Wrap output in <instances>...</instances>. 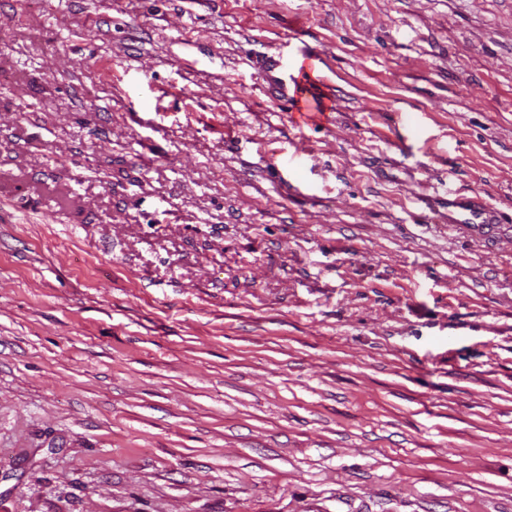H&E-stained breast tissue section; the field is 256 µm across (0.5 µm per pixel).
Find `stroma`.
Here are the masks:
<instances>
[{
    "instance_id": "35a3bbf8",
    "label": "stroma",
    "mask_w": 512,
    "mask_h": 512,
    "mask_svg": "<svg viewBox=\"0 0 512 512\" xmlns=\"http://www.w3.org/2000/svg\"><path fill=\"white\" fill-rule=\"evenodd\" d=\"M0 512H512V0H0ZM265 85L277 97L288 100L296 98L301 93V82L293 73L288 74V66L281 59L268 57L262 66ZM450 202L452 206L459 207L467 212L463 214V219L453 218L454 222L468 224L474 231H479L485 225L491 223L489 214L474 198H461L456 204H454V201Z\"/></svg>"
}]
</instances>
